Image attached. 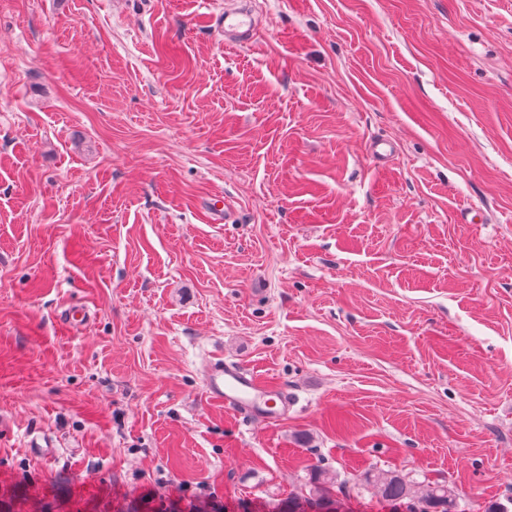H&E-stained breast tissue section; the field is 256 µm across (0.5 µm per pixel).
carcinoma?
Returning <instances> with one entry per match:
<instances>
[{
  "instance_id": "carcinoma-1",
  "label": "carcinoma",
  "mask_w": 512,
  "mask_h": 512,
  "mask_svg": "<svg viewBox=\"0 0 512 512\" xmlns=\"http://www.w3.org/2000/svg\"><path fill=\"white\" fill-rule=\"evenodd\" d=\"M362 484L372 490L383 503L401 505L409 499L417 503L419 512H457L455 490L448 483L430 482L421 493H416V482L397 470L370 469L363 473ZM336 471L315 464L305 484L307 492L293 495L282 502L274 512H327L337 503Z\"/></svg>"
}]
</instances>
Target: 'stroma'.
<instances>
[{
	"mask_svg": "<svg viewBox=\"0 0 512 512\" xmlns=\"http://www.w3.org/2000/svg\"><path fill=\"white\" fill-rule=\"evenodd\" d=\"M224 2L0 0V512H270L320 460L506 502L512 0H252L234 47ZM226 45H238L252 39L258 28V19L253 12L241 8L225 6L224 13L215 18ZM207 400L264 420H274L288 412V391L260 381L237 362L211 360L205 369Z\"/></svg>",
	"mask_w": 512,
	"mask_h": 512,
	"instance_id": "35a3bbf8",
	"label": "stroma"
}]
</instances>
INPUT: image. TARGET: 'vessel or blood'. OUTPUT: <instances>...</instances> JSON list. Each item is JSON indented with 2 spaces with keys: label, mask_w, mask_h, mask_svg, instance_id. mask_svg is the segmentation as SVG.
Returning a JSON list of instances; mask_svg holds the SVG:
<instances>
[{
  "label": "vessel or blood",
  "mask_w": 512,
  "mask_h": 512,
  "mask_svg": "<svg viewBox=\"0 0 512 512\" xmlns=\"http://www.w3.org/2000/svg\"><path fill=\"white\" fill-rule=\"evenodd\" d=\"M228 45L252 39L258 20L253 12L225 7L216 18ZM204 393L207 400L265 420H274L287 413L291 399L287 390L260 381L236 362L210 361L205 369Z\"/></svg>",
  "instance_id": "b4317fda"
}]
</instances>
